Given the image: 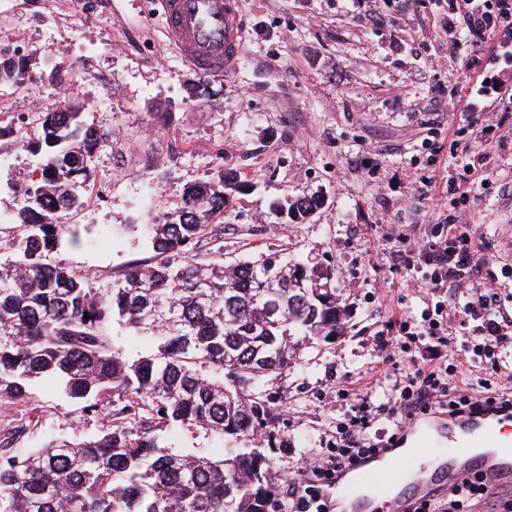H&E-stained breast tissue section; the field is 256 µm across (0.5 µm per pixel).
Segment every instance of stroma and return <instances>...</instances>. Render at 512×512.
Masks as SVG:
<instances>
[{
	"instance_id": "1",
	"label": "stroma",
	"mask_w": 512,
	"mask_h": 512,
	"mask_svg": "<svg viewBox=\"0 0 512 512\" xmlns=\"http://www.w3.org/2000/svg\"><path fill=\"white\" fill-rule=\"evenodd\" d=\"M247 42L236 72L203 78L168 45L153 0H0V46L27 62L19 83L0 84V127L32 108H80L110 131L92 157L90 185H111L64 215L81 242L60 259L107 286L153 256L141 231L176 209L187 185L219 170L241 184L216 218L203 248L220 238L225 260L256 253L300 257L334 272L348 329L306 348L278 382L279 448L271 477L284 485L301 458L326 450L338 422L354 413L355 384L380 361L391 335L389 306L420 316L416 270L397 266L398 236L417 241L452 215L493 245L489 273L512 285V123L491 144L469 140L486 157L487 184L465 204L448 191L460 176L450 157L449 108L465 65L442 23L448 0H237ZM0 211L15 210L12 187L35 168L30 149L0 137ZM436 183L439 194L415 190ZM318 196L303 224L270 214L271 201ZM20 448L53 437L99 433L50 380L20 399L0 395V435L18 425Z\"/></svg>"
}]
</instances>
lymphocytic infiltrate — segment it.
<instances>
[{
    "label": "lymphocytic infiltrate",
    "instance_id": "lymphocytic-infiltrate-1",
    "mask_svg": "<svg viewBox=\"0 0 512 512\" xmlns=\"http://www.w3.org/2000/svg\"><path fill=\"white\" fill-rule=\"evenodd\" d=\"M445 23L456 46L467 48L466 94L461 109L484 113V123L473 135L487 139L494 128L512 119V0H452ZM482 240L464 231L462 225H441L417 247L427 271L421 287L440 299L420 319L393 310L398 336L382 340L379 377L392 382L399 393L396 406L372 405L359 400L355 415L336 426V451L301 460L295 477L288 482V512H333L320 490L337 471L376 452L371 430L380 419H388L393 432H401L418 412L452 409L458 412L501 400L512 408V369L498 355L512 342V312L497 287L484 277ZM471 284L466 296H457L463 284ZM454 316L477 323V333L465 337L456 351L480 367L476 378H456L448 372V334L444 320ZM486 479L477 474L451 489L447 499H426L414 512H441L450 506L464 512L467 504L483 500Z\"/></svg>",
    "mask_w": 512,
    "mask_h": 512
}]
</instances>
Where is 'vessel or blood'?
<instances>
[{
  "mask_svg": "<svg viewBox=\"0 0 512 512\" xmlns=\"http://www.w3.org/2000/svg\"><path fill=\"white\" fill-rule=\"evenodd\" d=\"M165 36L205 76L232 73L245 44L236 0H160ZM490 479V497L512 494V411L417 415L389 447L338 472L327 489L333 512H412L415 502L474 473Z\"/></svg>",
  "mask_w": 512,
  "mask_h": 512,
  "instance_id": "1",
  "label": "vessel or blood"
}]
</instances>
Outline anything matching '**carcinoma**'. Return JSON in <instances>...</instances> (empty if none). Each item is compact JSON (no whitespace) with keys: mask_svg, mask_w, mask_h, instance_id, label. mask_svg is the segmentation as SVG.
Listing matches in <instances>:
<instances>
[{"mask_svg":"<svg viewBox=\"0 0 512 512\" xmlns=\"http://www.w3.org/2000/svg\"><path fill=\"white\" fill-rule=\"evenodd\" d=\"M23 59L0 48V82L23 78ZM34 153L41 184L14 183L21 231L0 236V395L25 396L56 380L99 435L24 453L0 440V512H279L269 451L281 436L283 396L261 389L307 345L345 330L331 272L268 255L224 262L201 250L224 214L236 174L187 186L180 206L147 228L153 261L101 288L57 258L78 243L57 218L86 203L89 161L107 134L72 108L38 113ZM315 196L287 207L301 223ZM155 338L157 352L129 358L114 325ZM196 425L224 452H175L160 433Z\"/></svg>","mask_w":512,"mask_h":512,"instance_id":"cac0c4a2","label":"carcinoma"}]
</instances>
